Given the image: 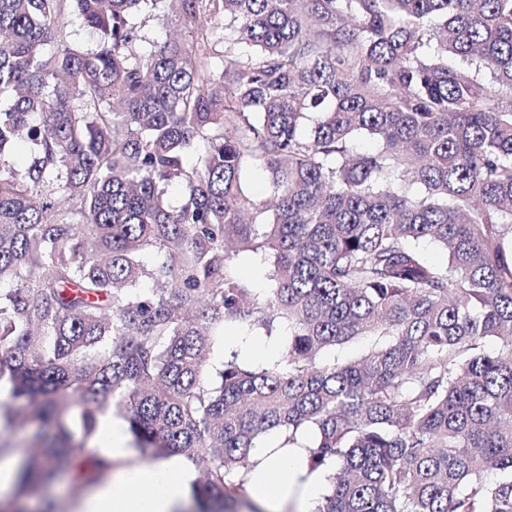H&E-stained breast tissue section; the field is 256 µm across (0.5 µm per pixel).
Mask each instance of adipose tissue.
Masks as SVG:
<instances>
[{
	"instance_id": "1",
	"label": "adipose tissue",
	"mask_w": 512,
	"mask_h": 512,
	"mask_svg": "<svg viewBox=\"0 0 512 512\" xmlns=\"http://www.w3.org/2000/svg\"><path fill=\"white\" fill-rule=\"evenodd\" d=\"M104 450L121 464L110 479L99 484L82 502L79 512H180L191 478V465L181 456L155 462L150 467H126L127 439L115 424L102 426ZM307 451L259 444L253 452L257 463L250 478L252 499L278 512L292 507L294 512H313L321 496L324 476L309 471Z\"/></svg>"
}]
</instances>
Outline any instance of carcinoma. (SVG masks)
Here are the masks:
<instances>
[{
    "mask_svg": "<svg viewBox=\"0 0 512 512\" xmlns=\"http://www.w3.org/2000/svg\"><path fill=\"white\" fill-rule=\"evenodd\" d=\"M260 250L262 293L234 263ZM282 321L281 362L209 381L220 327ZM2 385L1 422L36 415L24 491L112 470L85 459L111 411L203 470L199 512L307 432L316 512H512V0H0ZM167 14L163 12L155 13L154 15L136 14L134 22L141 26V33L146 40H156L165 37V34L170 29L168 24Z\"/></svg>",
    "mask_w": 512,
    "mask_h": 512,
    "instance_id": "obj_1",
    "label": "carcinoma"
}]
</instances>
